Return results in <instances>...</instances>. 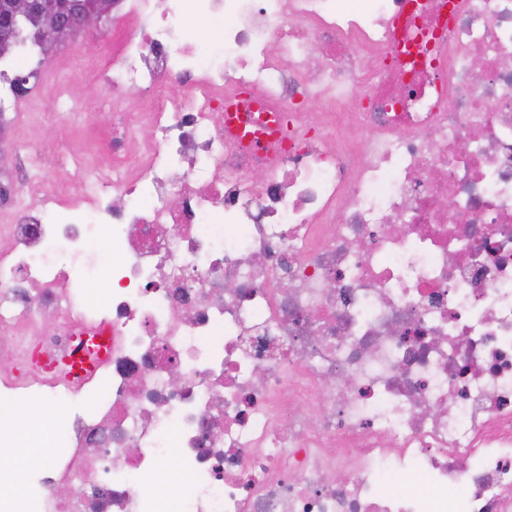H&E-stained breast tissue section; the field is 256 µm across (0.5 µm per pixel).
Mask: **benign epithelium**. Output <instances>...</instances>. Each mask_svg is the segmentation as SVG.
Here are the masks:
<instances>
[{"label":"benign epithelium","mask_w":512,"mask_h":512,"mask_svg":"<svg viewBox=\"0 0 512 512\" xmlns=\"http://www.w3.org/2000/svg\"><path fill=\"white\" fill-rule=\"evenodd\" d=\"M115 0H0V45L99 31Z\"/></svg>","instance_id":"obj_1"}]
</instances>
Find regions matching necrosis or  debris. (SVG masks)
Returning a JSON list of instances; mask_svg holds the SVG:
<instances>
[{
    "label": "necrosis or debris",
    "instance_id": "obj_1",
    "mask_svg": "<svg viewBox=\"0 0 512 512\" xmlns=\"http://www.w3.org/2000/svg\"><path fill=\"white\" fill-rule=\"evenodd\" d=\"M120 4L43 118L97 80L138 111L0 204V447L62 410L0 512H512V0Z\"/></svg>",
    "mask_w": 512,
    "mask_h": 512
}]
</instances>
